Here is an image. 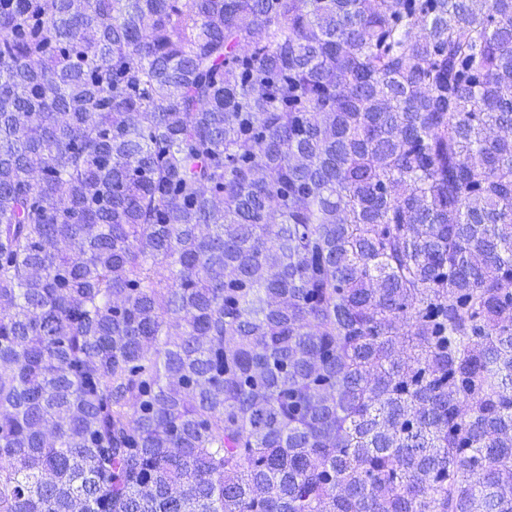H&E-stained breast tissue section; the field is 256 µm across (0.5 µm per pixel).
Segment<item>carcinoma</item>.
Masks as SVG:
<instances>
[{
  "instance_id": "carcinoma-1",
  "label": "carcinoma",
  "mask_w": 512,
  "mask_h": 512,
  "mask_svg": "<svg viewBox=\"0 0 512 512\" xmlns=\"http://www.w3.org/2000/svg\"><path fill=\"white\" fill-rule=\"evenodd\" d=\"M509 0H0V512H512Z\"/></svg>"
}]
</instances>
